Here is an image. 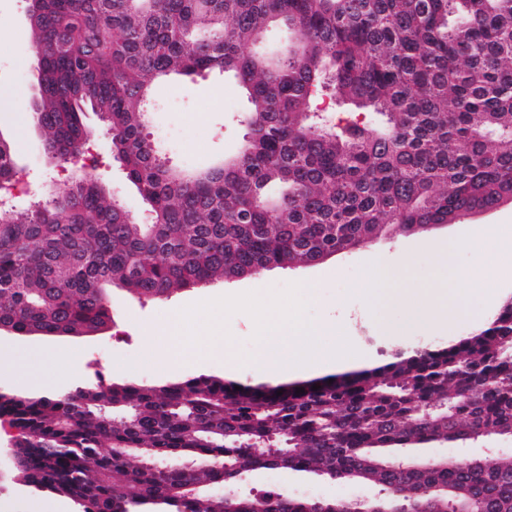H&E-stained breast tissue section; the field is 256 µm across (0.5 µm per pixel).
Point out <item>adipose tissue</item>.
Listing matches in <instances>:
<instances>
[{"label": "adipose tissue", "instance_id": "ef3b65f1", "mask_svg": "<svg viewBox=\"0 0 512 512\" xmlns=\"http://www.w3.org/2000/svg\"><path fill=\"white\" fill-rule=\"evenodd\" d=\"M464 249L473 256V263L464 271L470 293L492 298L495 296L502 276L499 268L489 265L485 253L488 248L494 247L502 252L512 251V226L496 224L475 229L464 242ZM406 266L405 260H398L393 268L386 269L375 266L370 270V276L378 283L376 291L383 306L398 308L404 311L405 320L397 329L398 334L410 332L430 334L440 325H448L450 316H438L429 307L421 290L394 287L393 282L399 277Z\"/></svg>", "mask_w": 512, "mask_h": 512}]
</instances>
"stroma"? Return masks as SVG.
I'll list each match as a JSON object with an SVG mask.
<instances>
[{
  "instance_id": "stroma-1",
  "label": "stroma",
  "mask_w": 512,
  "mask_h": 512,
  "mask_svg": "<svg viewBox=\"0 0 512 512\" xmlns=\"http://www.w3.org/2000/svg\"><path fill=\"white\" fill-rule=\"evenodd\" d=\"M25 0H0V94L14 97V108L0 111V133L8 135L19 166L26 171V192L16 198L17 207L30 199L44 197L57 182L58 173L50 164L43 138L33 122L27 101L33 93L29 73L37 64L29 42ZM153 112L148 130L161 141L170 164L197 169L209 166L242 144L247 129L237 117L247 106L243 88L230 75L207 74L191 80L169 79L159 84L153 95ZM511 224L512 201L474 214L460 221L426 231L379 237L372 244L330 256L314 265L271 268L260 274L233 281L217 280L201 288H186L170 296L140 300L123 290L110 296L113 322L107 329L80 337L57 340L0 336V351L8 353L9 363H0V390L25 393L61 392L77 386L103 382L158 384L191 376L212 375L244 384H289L304 380L301 372H266L251 368L247 357L253 354L255 322L243 312L231 315L227 328L232 336L230 349L236 368L224 365L223 354L205 356L188 349L175 361L158 364L144 342L145 326L163 322L171 337H179L177 313L185 306L223 295L280 290L290 283H310L315 287L309 298V314L315 322L338 319L356 353L329 366V373L373 367L386 361L399 349L426 343H440L473 334L497 311L483 298L471 295L464 282H453L446 267L440 265L432 242L453 246L481 225ZM408 256L406 276L396 280L399 288L425 289L432 304H442V289L459 296L460 312L454 326L433 336H390L386 330L399 326L401 310L376 316V301L370 292L368 265L377 261L391 264ZM66 350L69 360H61L58 350ZM427 457L485 458L512 454V436H491L460 449L454 444L436 442L425 448ZM276 486L294 495L328 499L372 497L376 488L332 481L310 473L287 470H257L245 473L236 489L256 495ZM52 504L54 512H76L66 498L48 492H33L5 477L0 482V512H34L38 503Z\"/></svg>"
}]
</instances>
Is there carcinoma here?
Instances as JSON below:
<instances>
[{"mask_svg": "<svg viewBox=\"0 0 512 512\" xmlns=\"http://www.w3.org/2000/svg\"><path fill=\"white\" fill-rule=\"evenodd\" d=\"M26 19L45 153L81 166L0 211V325L16 335L96 332L113 288L158 298L315 264L512 196V0H34ZM272 30L281 39L256 50ZM205 73L238 79L249 132L222 164L178 170L146 133L152 91ZM326 97L349 118L332 122ZM87 112L110 135L106 157L90 151ZM107 160L142 218L94 174ZM21 175L0 137V181ZM510 344L512 301L471 336L317 390L199 375L0 392V417L18 431L13 473L78 512H224L206 489L261 469L336 474L390 507L512 512V455L422 457L429 443L512 436Z\"/></svg>", "mask_w": 512, "mask_h": 512, "instance_id": "carcinoma-1", "label": "carcinoma"}]
</instances>
